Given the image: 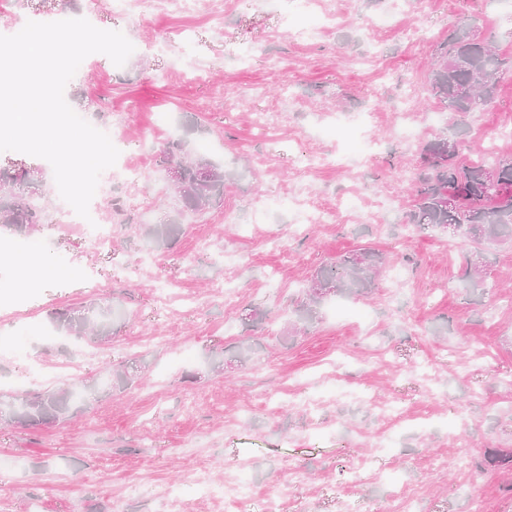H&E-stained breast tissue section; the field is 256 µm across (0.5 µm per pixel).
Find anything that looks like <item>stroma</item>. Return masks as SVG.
Listing matches in <instances>:
<instances>
[{
  "instance_id": "1",
  "label": "stroma",
  "mask_w": 512,
  "mask_h": 512,
  "mask_svg": "<svg viewBox=\"0 0 512 512\" xmlns=\"http://www.w3.org/2000/svg\"><path fill=\"white\" fill-rule=\"evenodd\" d=\"M400 0H318L330 24L297 37L294 0H20L0 6V35L27 21L84 18L122 32L123 66L87 56L65 89L72 109L106 130L119 161L145 168L141 184L112 179L97 203L115 225L112 249L88 247L58 209L44 159L0 152V165L40 167L33 203L47 222L28 235L0 231V336L28 327L43 380L0 358V395L99 387L67 420L39 430L0 422V512H168L173 484L234 481L251 470L241 512H267V490L287 486L284 512H512V465L475 467L512 450V247L484 253L482 291L463 288L468 244L409 224L418 144L451 125L424 81L437 46L462 16L498 52L512 55V10L501 0H423L398 29L360 33L345 18L397 9ZM346 125L375 143L358 174L336 164ZM194 127L195 147L235 172L224 200L188 215L170 247L147 250L144 224L167 221L175 201L157 165L167 139ZM463 157H481L486 135L512 129V71L495 103L467 119ZM295 196V212L262 202ZM359 194L358 210L337 208ZM13 245L36 247L43 267L20 272ZM362 247L385 254L377 288L347 299L362 318L333 315L287 343L303 287L322 264ZM26 275L29 288L14 283ZM111 301V338L62 336L50 313ZM264 309L259 323L245 320ZM163 336L167 345L152 346ZM251 340L256 355L235 365ZM136 363L126 391L106 386L113 367ZM464 438L470 459L456 461ZM413 473L390 496L391 468Z\"/></svg>"
}]
</instances>
